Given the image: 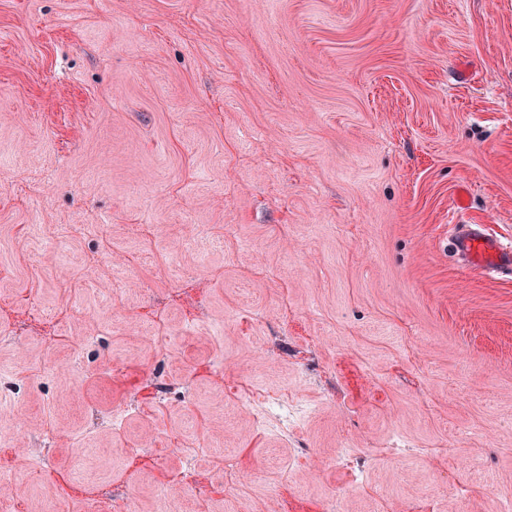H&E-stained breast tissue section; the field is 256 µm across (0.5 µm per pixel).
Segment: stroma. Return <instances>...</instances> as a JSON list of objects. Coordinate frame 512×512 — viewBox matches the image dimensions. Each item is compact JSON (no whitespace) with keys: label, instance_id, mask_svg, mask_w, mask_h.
I'll list each match as a JSON object with an SVG mask.
<instances>
[{"label":"stroma","instance_id":"stroma-1","mask_svg":"<svg viewBox=\"0 0 512 512\" xmlns=\"http://www.w3.org/2000/svg\"><path fill=\"white\" fill-rule=\"evenodd\" d=\"M460 194L512 239V0H0V512H512Z\"/></svg>","mask_w":512,"mask_h":512}]
</instances>
